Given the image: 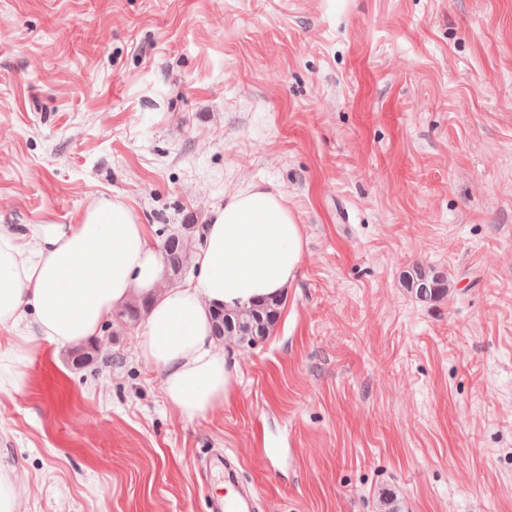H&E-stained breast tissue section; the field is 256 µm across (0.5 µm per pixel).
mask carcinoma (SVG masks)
Listing matches in <instances>:
<instances>
[{"instance_id":"1","label":"carcinoma","mask_w":512,"mask_h":512,"mask_svg":"<svg viewBox=\"0 0 512 512\" xmlns=\"http://www.w3.org/2000/svg\"><path fill=\"white\" fill-rule=\"evenodd\" d=\"M199 231L197 224H179L162 234L160 248L164 255L165 271L171 278L186 272L190 264L193 239ZM408 289L420 299H437L447 293V283L439 274H428L421 269L408 276ZM152 299L135 297L115 311L116 317L129 329L139 326L146 318ZM284 298L260 300L239 310L219 309L213 314L212 335L219 341H229L241 348H253L265 343L273 334L281 317ZM98 345L90 342L71 351V365L83 370L94 361Z\"/></svg>"}]
</instances>
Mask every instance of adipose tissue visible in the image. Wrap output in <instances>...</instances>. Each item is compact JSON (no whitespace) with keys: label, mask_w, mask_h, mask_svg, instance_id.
Masks as SVG:
<instances>
[{"label":"adipose tissue","mask_w":512,"mask_h":512,"mask_svg":"<svg viewBox=\"0 0 512 512\" xmlns=\"http://www.w3.org/2000/svg\"><path fill=\"white\" fill-rule=\"evenodd\" d=\"M304 257L300 224L283 193L253 183L216 207L191 254L194 275L164 283L162 254L149 225L106 197L76 224L41 235L0 233V327L30 320L35 336L0 351V393L19 390L20 366L34 340L76 346L100 333L113 312L151 296L135 354L160 375L166 400L191 420L223 410L233 373L212 335V315L276 297L297 278Z\"/></svg>","instance_id":"ef3b65f1"}]
</instances>
